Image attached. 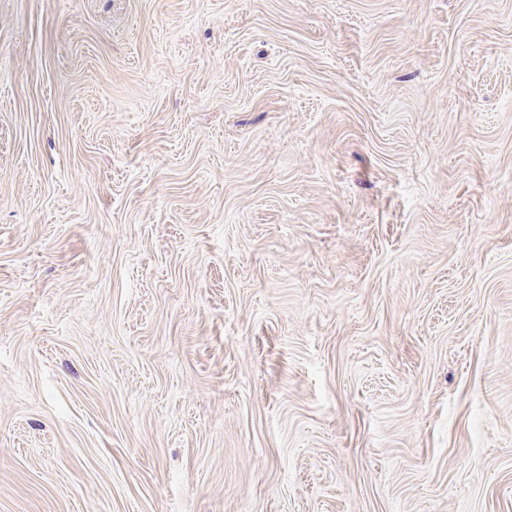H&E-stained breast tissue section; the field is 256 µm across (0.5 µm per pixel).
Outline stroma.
Masks as SVG:
<instances>
[{"label": "stroma", "instance_id": "stroma-1", "mask_svg": "<svg viewBox=\"0 0 512 512\" xmlns=\"http://www.w3.org/2000/svg\"><path fill=\"white\" fill-rule=\"evenodd\" d=\"M0 512H512V0H0Z\"/></svg>", "mask_w": 512, "mask_h": 512}]
</instances>
